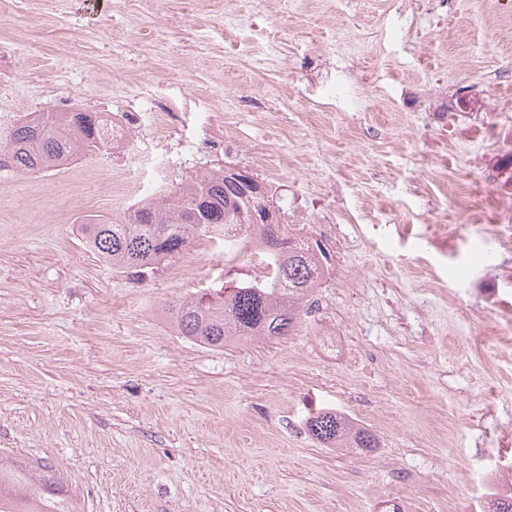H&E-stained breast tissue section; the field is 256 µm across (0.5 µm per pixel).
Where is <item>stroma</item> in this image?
Masks as SVG:
<instances>
[{
    "mask_svg": "<svg viewBox=\"0 0 512 512\" xmlns=\"http://www.w3.org/2000/svg\"><path fill=\"white\" fill-rule=\"evenodd\" d=\"M400 35L377 39L384 10ZM0 29V145L31 113L177 103L181 134L19 174L0 157V458L51 466L80 512H455L469 459L512 458V340L470 339L512 296V0H82ZM243 28L222 31L217 13ZM369 111L335 108L336 83ZM249 171L319 242L325 276L288 335L214 348L164 308L257 279L207 236L133 280L82 226L122 219L149 158ZM326 408L377 448H326Z\"/></svg>",
    "mask_w": 512,
    "mask_h": 512,
    "instance_id": "35a3bbf8",
    "label": "stroma"
}]
</instances>
